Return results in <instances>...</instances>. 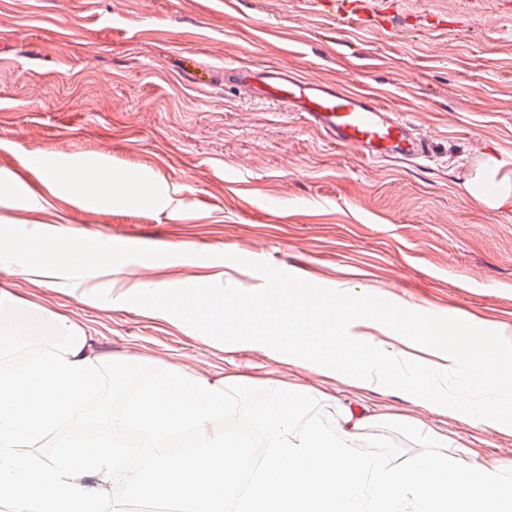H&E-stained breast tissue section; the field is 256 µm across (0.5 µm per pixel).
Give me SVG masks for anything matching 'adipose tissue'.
I'll list each match as a JSON object with an SVG mask.
<instances>
[{
    "label": "adipose tissue",
    "instance_id": "obj_1",
    "mask_svg": "<svg viewBox=\"0 0 512 512\" xmlns=\"http://www.w3.org/2000/svg\"><path fill=\"white\" fill-rule=\"evenodd\" d=\"M50 179L81 198L109 204L126 198L130 179L115 178L107 164L85 165ZM470 198L495 209L512 201V179L494 158L482 161L466 182ZM47 245L39 238L0 234V268L46 270ZM117 299L179 322L206 344L260 347L284 361L370 390L399 372L418 401L435 412H452L486 427L503 424L512 410V341L457 335L442 345L433 326L418 324L412 310L390 311L340 288L330 295L292 288L246 294L184 283L171 289L131 281ZM368 353L361 359L326 357L309 340L329 320ZM61 339L15 374L0 378V492L20 512H126L124 498L107 487L136 494L138 475L121 448L91 446L82 436L91 422L84 392L111 365L93 351L84 328L55 315ZM251 378L228 374L209 379L174 365L144 386L118 413H110L113 436L135 430L157 496L179 502L182 512H512V481L497 468H471L444 454L446 436L427 431V453L406 465L354 451L357 431L369 417L346 413V427L333 432L300 417L315 395L308 388L276 385L270 404L252 421L264 458L242 483L243 455L224 450L216 421L235 410ZM68 429V449L52 462L37 453L43 439ZM192 451H182L183 438Z\"/></svg>",
    "mask_w": 512,
    "mask_h": 512
}]
</instances>
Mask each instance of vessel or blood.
Wrapping results in <instances>:
<instances>
[{
  "mask_svg": "<svg viewBox=\"0 0 512 512\" xmlns=\"http://www.w3.org/2000/svg\"><path fill=\"white\" fill-rule=\"evenodd\" d=\"M311 2L343 26L387 28L406 22L396 8L376 7V0ZM224 81L254 103H271L299 113L332 143L370 162L430 157L429 140L420 136L404 115L394 112L371 92L303 76L280 63L228 66Z\"/></svg>",
  "mask_w": 512,
  "mask_h": 512,
  "instance_id": "b4317fda",
  "label": "vessel or blood"
}]
</instances>
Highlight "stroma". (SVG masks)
<instances>
[{
  "label": "stroma",
  "mask_w": 512,
  "mask_h": 512,
  "mask_svg": "<svg viewBox=\"0 0 512 512\" xmlns=\"http://www.w3.org/2000/svg\"><path fill=\"white\" fill-rule=\"evenodd\" d=\"M414 15L455 14L460 28L365 31L342 26L308 0H0V233H24L62 248L121 240L112 263L165 287L198 279L262 292L288 274L318 294L335 288L381 307H419L439 335L472 323L512 336V204L473 202L465 183L482 157L512 177V13L493 0H401ZM285 63L326 82L376 94L428 136L425 162L365 158L330 143L303 117L248 101L224 83V68ZM34 158L106 161L131 177V195L86 211L47 181ZM39 199L16 203L18 186ZM169 252L141 270L149 253ZM221 264H210L211 254ZM85 328L94 351L115 362L94 385L91 433L132 391L156 381L143 355L211 378L255 383L236 414L251 421L273 384H302L321 398L309 410L328 429L345 410L379 414L355 442L363 455L408 463L423 441L420 421L448 438V453L512 480V425L474 426L420 406L399 381L364 391L255 348L203 344L178 323L115 303L112 276L84 280L63 268L43 275L0 269V289ZM94 289V299L80 294ZM466 321H458V314ZM0 358V376L58 345Z\"/></svg>",
  "instance_id": "35a3bbf8"
}]
</instances>
